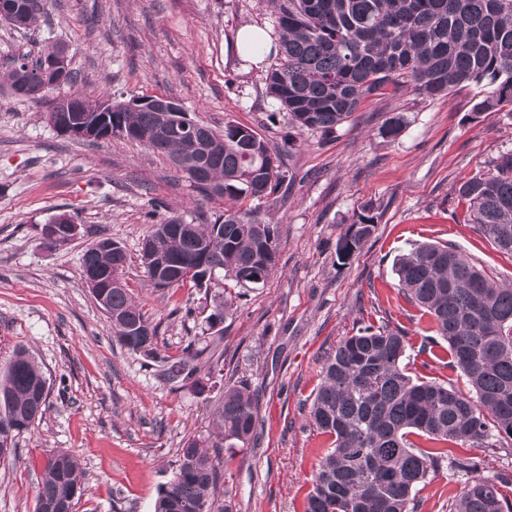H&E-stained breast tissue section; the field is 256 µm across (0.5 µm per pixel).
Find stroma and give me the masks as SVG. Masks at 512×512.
I'll return each mask as SVG.
<instances>
[{
    "label": "stroma",
    "mask_w": 512,
    "mask_h": 512,
    "mask_svg": "<svg viewBox=\"0 0 512 512\" xmlns=\"http://www.w3.org/2000/svg\"><path fill=\"white\" fill-rule=\"evenodd\" d=\"M46 12L30 29L0 22V68L61 42L79 74L73 95L163 96L215 131L236 122L282 144L287 130L271 118L279 106L265 94L268 65L235 47L243 26L272 32L269 0H48ZM477 97L473 85L433 101L401 91L362 103L331 138L300 135L286 161L296 181L260 207L280 228L277 272L254 288L219 278L159 290L141 264L150 225L215 219L223 199L199 194L144 146L70 137L48 122L46 102L0 95V374L23 347L48 384L45 413L0 459V512H34L46 459L60 450L82 472L74 512H154L190 439L217 447L222 460L212 512H303L330 445L308 423L322 367L343 337L386 319L409 340L411 375L470 395L460 371L422 352L432 326L399 295L394 266L419 244L448 242L512 282V254L466 222L458 198L463 182L512 154V110L473 115ZM398 113L405 128L384 138L385 121ZM366 201L380 207L377 230L340 262L336 242ZM60 214L80 235L46 249L43 227ZM101 236L126 251L123 282L157 328L154 349L173 359L189 345L201 350L205 392L163 380L155 362L113 336L81 276V257ZM224 299L232 307L221 330L208 331ZM240 380L256 395L258 421L249 443L232 448L214 442L209 416L225 386ZM459 454L479 460L512 500V441ZM465 481L442 467L421 485L418 512H448Z\"/></svg>",
    "instance_id": "35a3bbf8"
}]
</instances>
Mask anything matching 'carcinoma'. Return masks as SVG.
Here are the masks:
<instances>
[{"mask_svg": "<svg viewBox=\"0 0 512 512\" xmlns=\"http://www.w3.org/2000/svg\"><path fill=\"white\" fill-rule=\"evenodd\" d=\"M275 38L270 52L278 61L265 77L266 95L279 104L288 127L324 136L336 132L367 99L391 88L424 98L447 96L458 85L474 84L481 99L473 112H495L512 105V0H270ZM45 0H18V8L0 20L28 29L38 22ZM63 50L47 45L33 61L25 58L0 72V94L32 100L45 91L34 73L43 59ZM112 136L122 131L153 133L161 113L130 110L108 103ZM405 119L398 114L382 127L398 137ZM240 125L229 122L224 133L211 132L208 145L186 136L152 137L145 146L177 165L204 161L209 178L224 185L229 202L224 214L192 225L179 237L166 233L170 218L152 225L147 238L164 264L179 276L167 280L145 263L155 288H174L190 280L203 285L217 271L242 288L265 283L277 270L279 232L258 208L261 201L294 177L284 168V150L260 137H237ZM276 164H267L268 157ZM496 171L459 187L467 205V222L500 250L512 254V155L500 157ZM378 207L360 211L337 240L336 256L348 261L360 253L377 229ZM112 250L90 245L82 271L106 273ZM400 294L430 316L435 335L447 343L446 366L460 370L474 396L457 393L436 380L414 378L406 371L408 341L387 326L362 327L344 337L327 359L321 386L311 401L310 424L332 439L318 462L304 512H417L418 487L448 461L471 474L461 494L448 501V512H512L499 484L479 474L471 458L453 449L495 448L512 439V285L490 278L469 256L451 244H421L396 265ZM112 313L150 327L114 332L121 345L161 363L169 381L193 380V347L177 359L158 358L150 350L156 328L124 284L108 289ZM46 382L41 368L24 348L16 351L0 378V422L12 420L20 433L46 411L47 399L36 395ZM257 423V403L247 382L225 387L210 416L212 433L229 445H245ZM419 441H414L411 436ZM221 459L188 440L179 464L161 489L154 512H198L212 506L221 487ZM81 491L76 458L59 451L45 465L37 488L35 512L53 501L73 512Z\"/></svg>", "mask_w": 512, "mask_h": 512, "instance_id": "obj_1", "label": "carcinoma"}]
</instances>
